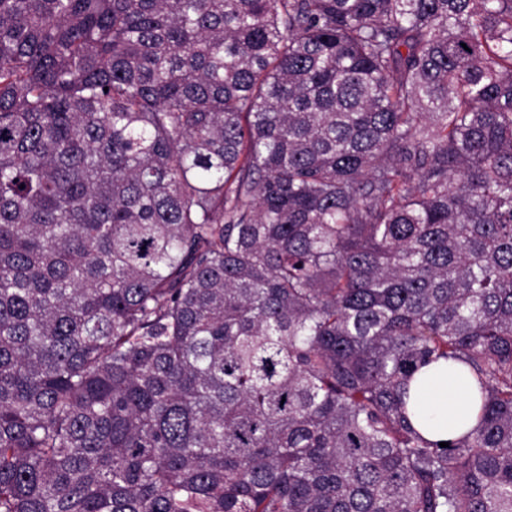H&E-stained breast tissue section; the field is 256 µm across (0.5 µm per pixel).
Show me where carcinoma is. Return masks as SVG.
<instances>
[{
  "label": "carcinoma",
  "instance_id": "obj_1",
  "mask_svg": "<svg viewBox=\"0 0 512 512\" xmlns=\"http://www.w3.org/2000/svg\"><path fill=\"white\" fill-rule=\"evenodd\" d=\"M0 512H512V0H0ZM409 407L414 425L426 439L448 442L477 425L480 401L467 368L443 362L424 367L415 375Z\"/></svg>",
  "mask_w": 512,
  "mask_h": 512
}]
</instances>
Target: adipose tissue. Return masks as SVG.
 Returning <instances> with one entry per match:
<instances>
[{
    "instance_id": "adipose-tissue-1",
    "label": "adipose tissue",
    "mask_w": 512,
    "mask_h": 512,
    "mask_svg": "<svg viewBox=\"0 0 512 512\" xmlns=\"http://www.w3.org/2000/svg\"><path fill=\"white\" fill-rule=\"evenodd\" d=\"M409 407L414 425L426 439L448 442L476 426L480 401L467 368L443 362L424 367L415 375Z\"/></svg>"
}]
</instances>
